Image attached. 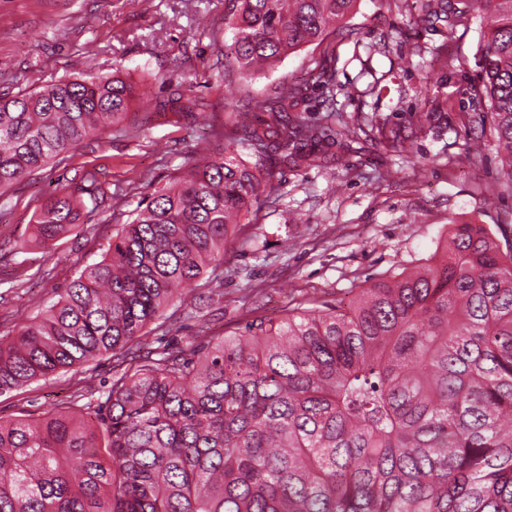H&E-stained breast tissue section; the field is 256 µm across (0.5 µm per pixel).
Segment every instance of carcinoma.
<instances>
[{
	"mask_svg": "<svg viewBox=\"0 0 512 512\" xmlns=\"http://www.w3.org/2000/svg\"><path fill=\"white\" fill-rule=\"evenodd\" d=\"M356 0H233L224 71L247 77L341 29ZM501 158L512 175V0H471ZM155 109L200 116L180 75ZM135 85L64 78L0 94V190L127 120ZM278 85L230 112L224 152L189 159L40 316L0 336V395L110 357L98 425L66 410L0 418V512H512V249L458 224L433 264L372 283L346 310L292 309L192 348L146 328L197 281L265 192L326 134L293 125ZM83 199L53 194L35 241L65 237Z\"/></svg>",
	"mask_w": 512,
	"mask_h": 512,
	"instance_id": "1",
	"label": "carcinoma"
}]
</instances>
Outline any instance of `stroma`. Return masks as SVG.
I'll return each instance as SVG.
<instances>
[{
	"instance_id": "35a3bbf8",
	"label": "stroma",
	"mask_w": 512,
	"mask_h": 512,
	"mask_svg": "<svg viewBox=\"0 0 512 512\" xmlns=\"http://www.w3.org/2000/svg\"><path fill=\"white\" fill-rule=\"evenodd\" d=\"M427 0H358L343 32L289 55L266 75L224 77L230 0H0V93L27 92L80 75L122 74L138 91L129 132L106 129L0 194V334L31 321L87 266L154 189L175 180L204 140L224 150L229 111H249L279 82L302 88L306 119L335 130L320 166L272 162L267 191L249 216L247 246L224 256V295L194 317L165 312L158 334L185 347L228 336L286 308L348 305L378 279L428 265L453 225L481 224L512 245V179L503 170L487 97L478 93L479 17L432 21ZM335 74L323 89L308 77ZM180 74L204 104L197 124L155 113L164 80ZM429 112L440 120L426 122ZM410 133L398 150L382 129ZM100 169L107 196L50 247L33 239V216L51 194H82ZM110 358L61 371L0 396V417L40 419L76 395H99Z\"/></svg>"
}]
</instances>
